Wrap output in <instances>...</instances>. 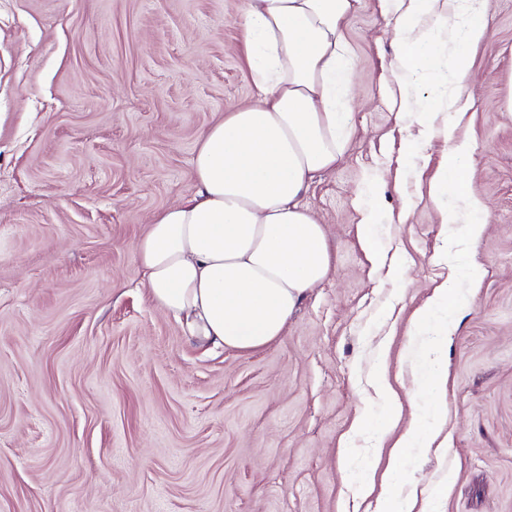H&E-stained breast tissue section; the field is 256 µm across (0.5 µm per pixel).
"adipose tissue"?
<instances>
[{"label":"adipose tissue","mask_w":512,"mask_h":512,"mask_svg":"<svg viewBox=\"0 0 512 512\" xmlns=\"http://www.w3.org/2000/svg\"><path fill=\"white\" fill-rule=\"evenodd\" d=\"M356 0H245L243 51L257 100L225 113L199 137L195 190L155 216L134 251L151 302L173 315L190 341L249 351L281 336L305 294L325 280L332 260L323 224L303 198L313 179L334 170L348 143L344 107L352 85V51L344 30ZM397 15L393 78L399 108L427 123L431 111L456 118L472 77L471 49L486 36L490 0H391ZM448 50V84L426 109L419 93L429 55ZM448 158L432 186L434 199L456 195L443 211L447 243L486 229L484 205L460 162L474 147L449 139ZM461 290L439 285L421 308V341L406 358L420 380L437 381L443 349L456 327ZM388 406L380 430L398 431L390 449L401 464L440 438L447 409L428 424L401 426L391 385L374 375Z\"/></svg>","instance_id":"ef3b65f1"}]
</instances>
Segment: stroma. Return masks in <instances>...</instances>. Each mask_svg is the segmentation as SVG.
<instances>
[{"mask_svg": "<svg viewBox=\"0 0 512 512\" xmlns=\"http://www.w3.org/2000/svg\"><path fill=\"white\" fill-rule=\"evenodd\" d=\"M244 0H0V512H375L395 437L369 375L375 351L403 407L448 408L443 455L414 454V512H512V0H493L456 135L487 227L445 255L433 199L448 115L423 156L391 77L396 16L359 0L348 22L350 141L305 204L334 270L282 336L249 352L183 336L142 284L134 244L194 189L191 159L222 113L253 103ZM390 268L359 238L366 191ZM463 291L441 380L403 355L448 277ZM364 432L353 433L359 422ZM374 476L355 503L342 455ZM453 475L448 495L436 492Z\"/></svg>", "mask_w": 512, "mask_h": 512, "instance_id": "stroma-1", "label": "stroma"}]
</instances>
